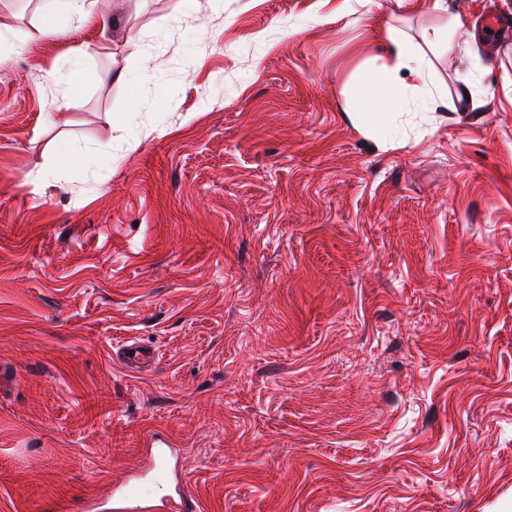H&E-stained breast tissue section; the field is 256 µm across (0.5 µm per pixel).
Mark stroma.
I'll use <instances>...</instances> for the list:
<instances>
[{
  "label": "stroma",
  "instance_id": "35a3bbf8",
  "mask_svg": "<svg viewBox=\"0 0 512 512\" xmlns=\"http://www.w3.org/2000/svg\"><path fill=\"white\" fill-rule=\"evenodd\" d=\"M446 2L0 0V512L148 488L149 424L199 512L512 500V0ZM381 25L431 74L384 141ZM59 8L47 11L43 16V29L45 33L57 36L62 31L57 25V15L59 10L68 11L76 14L79 22L84 26L105 27L107 19L99 14L93 13L85 6V0H57ZM89 45L85 50L80 49L75 56L72 75L67 89L68 94H74L84 84V80L91 73V69L86 66L85 58L89 56ZM118 359L127 368L138 371L146 364H150L152 356L149 351L132 341L122 347Z\"/></svg>",
  "mask_w": 512,
  "mask_h": 512
}]
</instances>
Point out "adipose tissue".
Instances as JSON below:
<instances>
[{
	"label": "adipose tissue",
	"mask_w": 512,
	"mask_h": 512,
	"mask_svg": "<svg viewBox=\"0 0 512 512\" xmlns=\"http://www.w3.org/2000/svg\"><path fill=\"white\" fill-rule=\"evenodd\" d=\"M384 41V54L375 57L366 85L351 105L354 119L374 136L395 119L398 93L394 79L408 77L414 87L424 84L427 79V68L416 47L391 28L385 29Z\"/></svg>",
	"instance_id": "obj_1"
}]
</instances>
